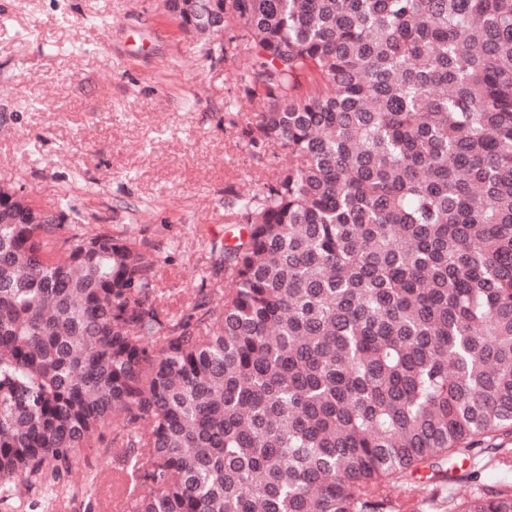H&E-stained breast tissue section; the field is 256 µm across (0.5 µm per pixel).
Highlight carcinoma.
<instances>
[{"mask_svg": "<svg viewBox=\"0 0 512 512\" xmlns=\"http://www.w3.org/2000/svg\"><path fill=\"white\" fill-rule=\"evenodd\" d=\"M248 53L224 291L0 185V503L114 430L132 512H410L422 469L512 434V0H166ZM447 512H512V486Z\"/></svg>", "mask_w": 512, "mask_h": 512, "instance_id": "cac0c4a2", "label": "carcinoma"}]
</instances>
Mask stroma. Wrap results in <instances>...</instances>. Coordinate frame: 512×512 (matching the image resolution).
<instances>
[{
	"mask_svg": "<svg viewBox=\"0 0 512 512\" xmlns=\"http://www.w3.org/2000/svg\"><path fill=\"white\" fill-rule=\"evenodd\" d=\"M164 0H0V180L35 204L67 202L85 232L106 224L158 245L160 300L180 312L214 277L210 241L236 234L227 206L288 166L245 145L253 113L240 85L244 54L205 59ZM490 455L458 459L461 483L425 469L440 512L454 491L512 485ZM109 445L68 475L53 512H112Z\"/></svg>",
	"mask_w": 512,
	"mask_h": 512,
	"instance_id": "35a3bbf8",
	"label": "stroma"
}]
</instances>
